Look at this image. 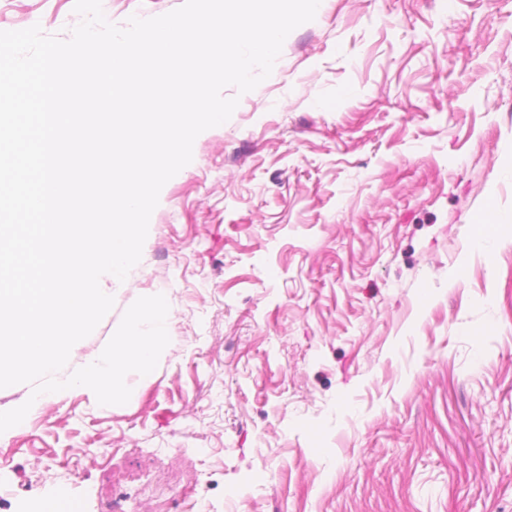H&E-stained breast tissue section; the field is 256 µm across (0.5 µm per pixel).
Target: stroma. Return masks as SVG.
<instances>
[{"label": "stroma", "mask_w": 512, "mask_h": 512, "mask_svg": "<svg viewBox=\"0 0 512 512\" xmlns=\"http://www.w3.org/2000/svg\"><path fill=\"white\" fill-rule=\"evenodd\" d=\"M74 2L0 0V30L68 37ZM224 94L67 365L160 293L156 369L0 433V512H512V0H325Z\"/></svg>", "instance_id": "obj_1"}]
</instances>
